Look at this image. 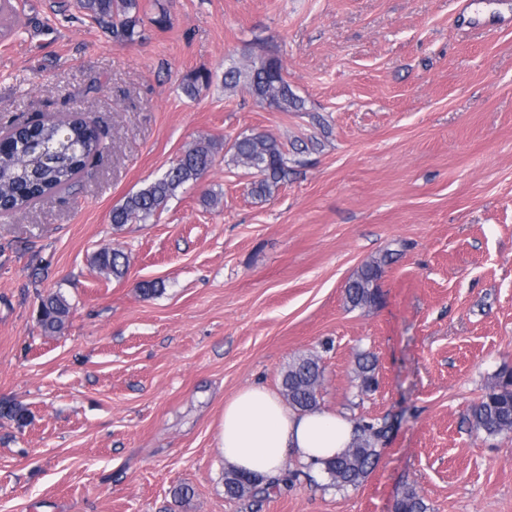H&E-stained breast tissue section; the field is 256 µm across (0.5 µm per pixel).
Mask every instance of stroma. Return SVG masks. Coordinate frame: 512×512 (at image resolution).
Wrapping results in <instances>:
<instances>
[{"mask_svg":"<svg viewBox=\"0 0 512 512\" xmlns=\"http://www.w3.org/2000/svg\"><path fill=\"white\" fill-rule=\"evenodd\" d=\"M12 3L0 131L79 112L106 148L74 190L0 216V512H393L409 488L427 512H512V433L467 421L512 367V0H140L132 43L75 0ZM260 53L304 111L225 87ZM198 69L211 81L191 99ZM257 133L291 170L263 200L230 151ZM204 142L197 183L112 224ZM106 246L129 255L124 278L95 266ZM389 252L378 304L351 308L349 278ZM57 291L71 313L50 336L38 306ZM301 356L320 360L321 407L395 418L378 465L339 491L292 460L264 501L228 498L224 402L280 390ZM377 362L370 353H361L356 360V379L359 381V387L362 391H369L376 388L377 380Z\"/></svg>","mask_w":512,"mask_h":512,"instance_id":"obj_1","label":"stroma"}]
</instances>
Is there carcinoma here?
Listing matches in <instances>:
<instances>
[{
	"mask_svg": "<svg viewBox=\"0 0 512 512\" xmlns=\"http://www.w3.org/2000/svg\"><path fill=\"white\" fill-rule=\"evenodd\" d=\"M91 17L112 27V34L126 41L139 36V0H78ZM210 73L197 70L186 75L182 90L194 97L199 87L208 83ZM224 85L258 91L257 98L283 112H302L304 101L296 96L282 76V66L272 70L260 62L245 69L224 72ZM10 148L0 153V212L12 213L28 207L49 194L70 190L86 169L91 158L99 154L102 141L88 118L75 115L66 120H37L7 129ZM235 162L254 170L256 180L252 193L259 198L272 196L288 179L289 169L282 145L262 134L236 138L232 145ZM214 152L210 146L188 149L162 175L147 187L125 197L112 208V223L117 226L146 222L165 208L168 200L186 184L197 181L212 165ZM393 260L387 254L364 264L345 288L346 302L352 308H364L379 300L377 281L383 269ZM101 270L115 278L125 275L128 256L119 249L105 247L95 256ZM71 305L60 292L51 293L40 302V325L44 333L54 335L65 328ZM319 360L302 357L288 366L282 375V394L288 404L301 411L318 408L317 386L322 377ZM356 379L363 391L376 388L377 362L373 355L361 353L356 360ZM471 428L477 433L497 436L512 432V368L504 367L495 377L482 399L469 414ZM394 427L390 415L360 420L353 442L341 454L325 462L324 473L339 490L359 487L373 471ZM250 476L230 471L224 477L225 494L231 498L245 496L240 488ZM396 512H427V505L414 491L407 490L397 500Z\"/></svg>",
	"mask_w": 512,
	"mask_h": 512,
	"instance_id": "obj_1",
	"label": "carcinoma"
}]
</instances>
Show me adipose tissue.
Instances as JSON below:
<instances>
[{
    "instance_id": "obj_1",
    "label": "adipose tissue",
    "mask_w": 512,
    "mask_h": 512,
    "mask_svg": "<svg viewBox=\"0 0 512 512\" xmlns=\"http://www.w3.org/2000/svg\"><path fill=\"white\" fill-rule=\"evenodd\" d=\"M218 429L227 464L271 479L291 456L320 470L352 442L356 423L347 414L325 409L294 410L274 390L252 385L225 402Z\"/></svg>"
}]
</instances>
